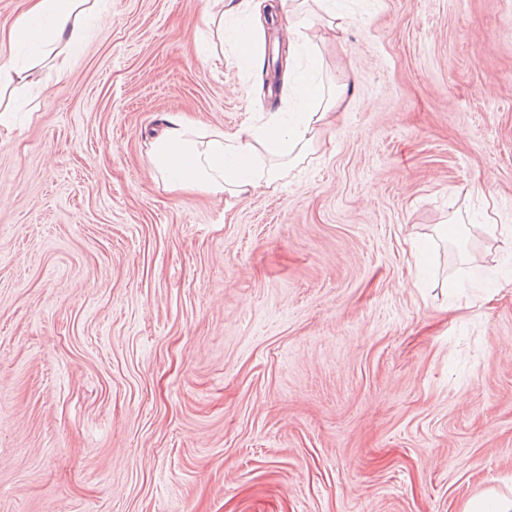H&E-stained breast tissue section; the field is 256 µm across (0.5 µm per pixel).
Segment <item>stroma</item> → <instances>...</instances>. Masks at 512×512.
<instances>
[{
    "label": "stroma",
    "mask_w": 512,
    "mask_h": 512,
    "mask_svg": "<svg viewBox=\"0 0 512 512\" xmlns=\"http://www.w3.org/2000/svg\"><path fill=\"white\" fill-rule=\"evenodd\" d=\"M350 109L277 187L168 193L161 114L282 106L205 0H101L0 127V512L512 496V0H336ZM456 219L457 232L438 228ZM469 298H448L447 281Z\"/></svg>",
    "instance_id": "stroma-1"
}]
</instances>
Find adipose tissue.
<instances>
[{
  "label": "adipose tissue",
  "mask_w": 512,
  "mask_h": 512,
  "mask_svg": "<svg viewBox=\"0 0 512 512\" xmlns=\"http://www.w3.org/2000/svg\"><path fill=\"white\" fill-rule=\"evenodd\" d=\"M95 8L94 0H27L6 34L16 53L0 56V95L27 87L41 60L79 55ZM238 14L247 15L255 30L267 16L284 15L292 43H309L315 22H322L332 39L346 23L334 0H206L209 55L223 47L225 24ZM349 87L344 79L329 89L313 80L296 81L298 112L287 117L276 112L260 125L233 132L197 125L178 113L164 114L148 139L153 178L171 193L205 192L231 199L273 187L312 152L334 114L347 110Z\"/></svg>",
  "instance_id": "1"
}]
</instances>
